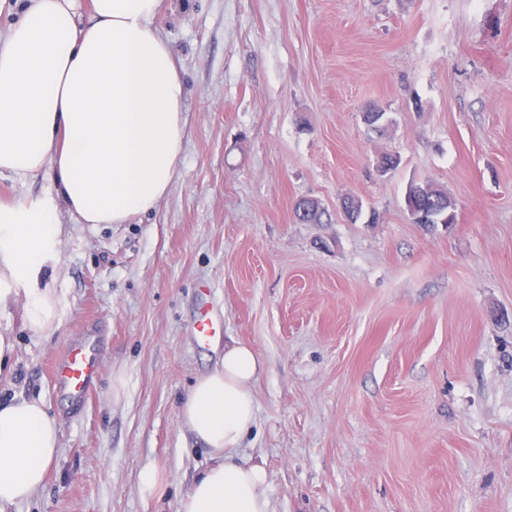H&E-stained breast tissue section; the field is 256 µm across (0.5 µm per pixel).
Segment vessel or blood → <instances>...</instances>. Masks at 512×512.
I'll return each instance as SVG.
<instances>
[{"label": "vessel or blood", "mask_w": 512, "mask_h": 512, "mask_svg": "<svg viewBox=\"0 0 512 512\" xmlns=\"http://www.w3.org/2000/svg\"><path fill=\"white\" fill-rule=\"evenodd\" d=\"M222 332L208 312H201L194 323L198 345L208 346ZM102 337L95 321H86L77 336L55 356L50 366L54 389L70 407L81 410L95 389L100 373Z\"/></svg>", "instance_id": "vessel-or-blood-1"}]
</instances>
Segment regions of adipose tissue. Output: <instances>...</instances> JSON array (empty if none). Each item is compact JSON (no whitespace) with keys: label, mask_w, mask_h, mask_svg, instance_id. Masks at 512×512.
Masks as SVG:
<instances>
[{"label":"adipose tissue","mask_w":512,"mask_h":512,"mask_svg":"<svg viewBox=\"0 0 512 512\" xmlns=\"http://www.w3.org/2000/svg\"><path fill=\"white\" fill-rule=\"evenodd\" d=\"M162 0H25L0 33V175H47L44 195L0 203V279L28 282L30 325L57 321L47 289L32 287L58 253L56 218L124 224L168 195L185 138V88L154 19ZM262 368L234 343L193 385L180 422L214 460L177 512H271L261 465L236 462L256 418L251 384ZM60 453L59 422L44 401H0V512H14L44 485Z\"/></svg>","instance_id":"1"}]
</instances>
